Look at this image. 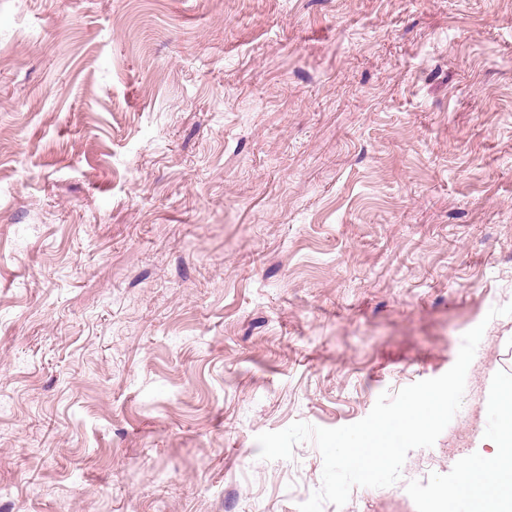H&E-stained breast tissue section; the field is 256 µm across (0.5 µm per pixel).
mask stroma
I'll return each instance as SVG.
<instances>
[{"mask_svg":"<svg viewBox=\"0 0 512 512\" xmlns=\"http://www.w3.org/2000/svg\"><path fill=\"white\" fill-rule=\"evenodd\" d=\"M512 0H0V512H298L313 442L438 377L443 496L512 383Z\"/></svg>","mask_w":512,"mask_h":512,"instance_id":"1","label":"stroma"}]
</instances>
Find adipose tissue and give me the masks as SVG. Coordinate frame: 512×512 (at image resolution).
<instances>
[{"mask_svg":"<svg viewBox=\"0 0 512 512\" xmlns=\"http://www.w3.org/2000/svg\"><path fill=\"white\" fill-rule=\"evenodd\" d=\"M493 403L498 423L484 440V450L460 463L448 499L467 497L475 512H512V384L496 388Z\"/></svg>","mask_w":512,"mask_h":512,"instance_id":"obj_1","label":"adipose tissue"}]
</instances>
